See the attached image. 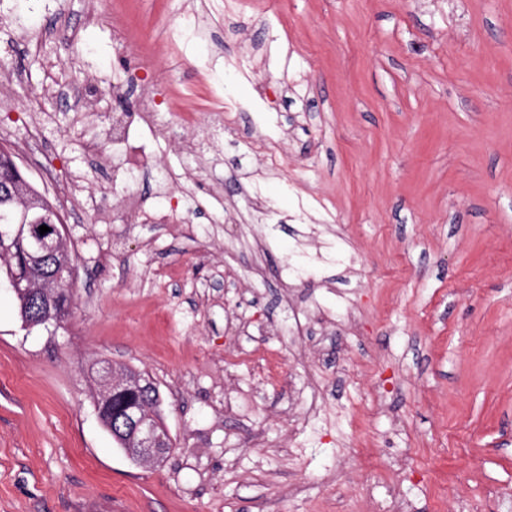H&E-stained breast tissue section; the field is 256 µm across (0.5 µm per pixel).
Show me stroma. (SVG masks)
Listing matches in <instances>:
<instances>
[{"instance_id": "1", "label": "stroma", "mask_w": 512, "mask_h": 512, "mask_svg": "<svg viewBox=\"0 0 512 512\" xmlns=\"http://www.w3.org/2000/svg\"><path fill=\"white\" fill-rule=\"evenodd\" d=\"M0 58V147L80 186L70 317L0 287V512H512V0H0ZM132 80L223 127L130 164ZM114 364L150 465L94 409ZM153 385L154 382L152 381ZM132 394V405L149 411L154 415V421L159 427H163L162 416L160 413V398L156 386L149 389L130 392ZM147 412L139 411L132 414L120 416L121 425L128 430H132L137 438L139 448H127V438L122 442H116L118 448H122L126 456L133 461H142L157 456L160 448H157L158 441L163 437L158 433L157 428L152 423V415Z\"/></svg>"}]
</instances>
